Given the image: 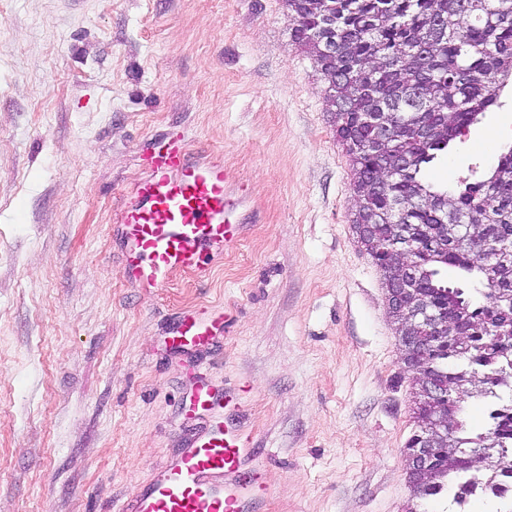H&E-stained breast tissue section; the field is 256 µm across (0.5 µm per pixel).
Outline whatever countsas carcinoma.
Segmentation results:
<instances>
[{
  "label": "carcinoma",
  "mask_w": 512,
  "mask_h": 512,
  "mask_svg": "<svg viewBox=\"0 0 512 512\" xmlns=\"http://www.w3.org/2000/svg\"><path fill=\"white\" fill-rule=\"evenodd\" d=\"M292 41L314 57L336 135L354 170V227L379 240L403 233L433 248L411 254L417 292L440 314L414 337L399 328L407 367L449 387L448 400L416 392V429L404 450L426 439L430 416L443 411L448 429L432 447L431 472H409L413 495L428 507L452 496L453 512L474 498L494 499L512 512V330L489 322L512 297V148L488 177L442 190L426 182V165L448 152L478 117L502 104L512 81V0H285ZM336 55L323 53L328 39ZM371 112L389 117V145L373 146ZM416 198L418 208L398 209ZM467 214L470 229L453 222ZM456 268L473 288L450 285L441 272ZM482 398L487 426L478 433L461 418L467 398ZM490 449L497 462L478 463L460 452Z\"/></svg>",
  "instance_id": "cac0c4a2"
}]
</instances>
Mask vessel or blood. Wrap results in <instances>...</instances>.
Listing matches in <instances>:
<instances>
[{"label": "vessel or blood", "instance_id": "vessel-or-blood-1", "mask_svg": "<svg viewBox=\"0 0 512 512\" xmlns=\"http://www.w3.org/2000/svg\"><path fill=\"white\" fill-rule=\"evenodd\" d=\"M145 171L123 201L117 233L125 278L148 292L178 273L205 276L215 256L242 239V196L218 157L195 156L178 136L154 145ZM205 311L180 315L170 338L184 349L206 343L224 327ZM187 407L212 423L141 484L121 512H263L270 496L255 448L236 412L233 391L199 384Z\"/></svg>", "mask_w": 512, "mask_h": 512}]
</instances>
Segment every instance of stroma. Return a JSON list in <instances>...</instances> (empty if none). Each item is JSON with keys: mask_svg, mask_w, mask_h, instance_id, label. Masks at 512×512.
Listing matches in <instances>:
<instances>
[{"mask_svg": "<svg viewBox=\"0 0 512 512\" xmlns=\"http://www.w3.org/2000/svg\"><path fill=\"white\" fill-rule=\"evenodd\" d=\"M283 0H0V512H120L239 388L266 512H407L412 376L358 241L351 158ZM183 136L244 184L241 243L155 293L114 236L144 152ZM512 147V93L425 172ZM215 347L170 350L194 307Z\"/></svg>", "mask_w": 512, "mask_h": 512, "instance_id": "stroma-1", "label": "stroma"}]
</instances>
